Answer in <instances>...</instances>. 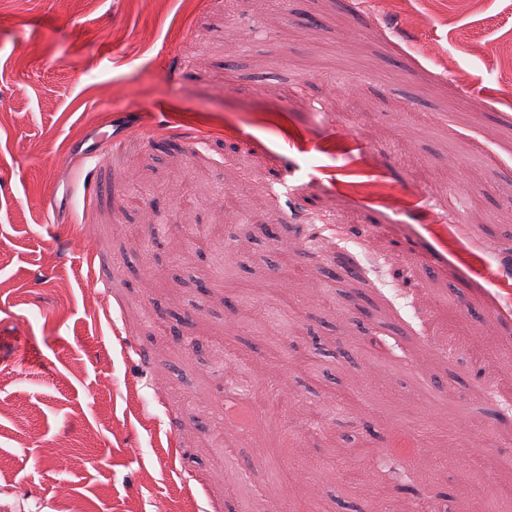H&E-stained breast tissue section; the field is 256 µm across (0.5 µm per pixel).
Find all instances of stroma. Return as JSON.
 <instances>
[{
	"instance_id": "1",
	"label": "stroma",
	"mask_w": 512,
	"mask_h": 512,
	"mask_svg": "<svg viewBox=\"0 0 512 512\" xmlns=\"http://www.w3.org/2000/svg\"><path fill=\"white\" fill-rule=\"evenodd\" d=\"M499 48L512 0H0V512H373L403 490L349 484L341 449L413 430L427 505L507 487L512 392L430 329L512 384ZM241 373L262 401L234 430Z\"/></svg>"
}]
</instances>
